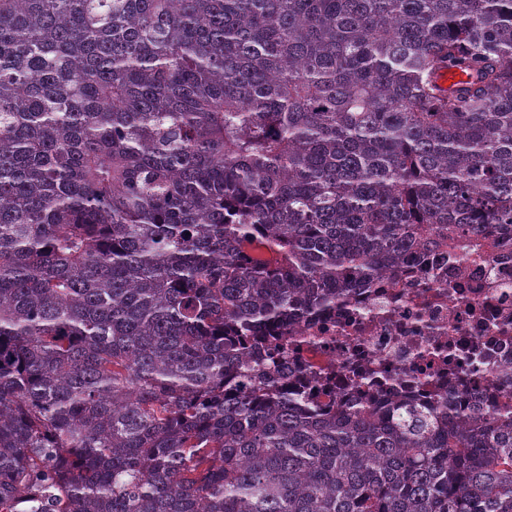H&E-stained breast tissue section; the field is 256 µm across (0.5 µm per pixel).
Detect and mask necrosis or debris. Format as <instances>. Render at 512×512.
Listing matches in <instances>:
<instances>
[{"label":"necrosis or debris","instance_id":"1","mask_svg":"<svg viewBox=\"0 0 512 512\" xmlns=\"http://www.w3.org/2000/svg\"><path fill=\"white\" fill-rule=\"evenodd\" d=\"M307 333L319 342L302 349L303 361L323 368L337 393L392 375L403 395L425 381L465 406L512 404V254L379 276ZM475 350L477 371L465 362Z\"/></svg>","mask_w":512,"mask_h":512}]
</instances>
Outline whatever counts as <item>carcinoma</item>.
<instances>
[{"instance_id": "1", "label": "carcinoma", "mask_w": 512, "mask_h": 512, "mask_svg": "<svg viewBox=\"0 0 512 512\" xmlns=\"http://www.w3.org/2000/svg\"><path fill=\"white\" fill-rule=\"evenodd\" d=\"M511 248L512 0H0V512H512L511 407L285 341Z\"/></svg>"}]
</instances>
